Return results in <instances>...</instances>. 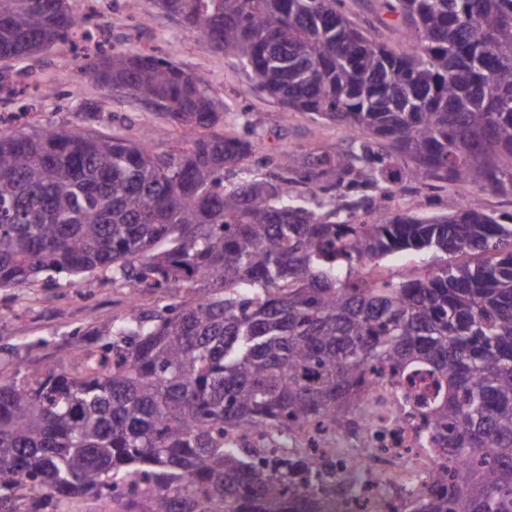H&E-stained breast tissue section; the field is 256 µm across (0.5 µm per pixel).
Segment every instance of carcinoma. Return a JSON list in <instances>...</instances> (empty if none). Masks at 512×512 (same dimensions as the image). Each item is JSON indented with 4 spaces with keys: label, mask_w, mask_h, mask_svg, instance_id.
Masks as SVG:
<instances>
[{
    "label": "carcinoma",
    "mask_w": 512,
    "mask_h": 512,
    "mask_svg": "<svg viewBox=\"0 0 512 512\" xmlns=\"http://www.w3.org/2000/svg\"><path fill=\"white\" fill-rule=\"evenodd\" d=\"M286 107L336 124L367 157L451 186L448 210L389 207L391 192L320 213L290 184L224 171L257 141L224 129L202 76L138 50L103 51L89 78L166 110L187 146L154 152L76 124L0 131V288L112 272L131 292L186 288L146 316L106 321L79 369L0 370V512H325L335 465L224 443L263 430L359 426L370 384L422 371L426 406L396 395L437 467L406 475L386 512H512V215L471 194H512V0H155ZM68 0H0V60L65 43ZM319 166L340 189L363 174ZM400 252L440 255L400 281L356 278Z\"/></svg>",
    "instance_id": "obj_1"
}]
</instances>
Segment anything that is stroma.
Here are the masks:
<instances>
[{
  "mask_svg": "<svg viewBox=\"0 0 512 512\" xmlns=\"http://www.w3.org/2000/svg\"><path fill=\"white\" fill-rule=\"evenodd\" d=\"M70 4L87 19V39L11 62L17 91H0V127L30 132L66 127L75 113L84 112L88 115L83 124L86 130L129 140L146 134L156 152H173L182 133L163 108L80 77L82 49L88 43L102 42L168 58L186 72L209 80L226 105L225 127L253 132L259 143L246 171L226 172L225 184L243 176L273 179L278 173L275 161L285 151L292 154L295 169L302 171L316 168L324 155L357 153V144L340 127L286 109L257 92L250 75L236 61L188 31L178 17L157 8L153 0H141L135 8L129 0H70ZM361 168L364 182L349 191L354 199L375 196L390 187L395 208L432 215L445 212L454 194L448 186L392 182L389 169L371 160L362 162ZM129 296L124 284L103 271L78 276L71 288H2L0 358L13 369L34 364L55 368L78 350H95L101 342L98 328L125 314Z\"/></svg>",
  "mask_w": 512,
  "mask_h": 512,
  "instance_id": "35a3bbf8",
  "label": "stroma"
}]
</instances>
